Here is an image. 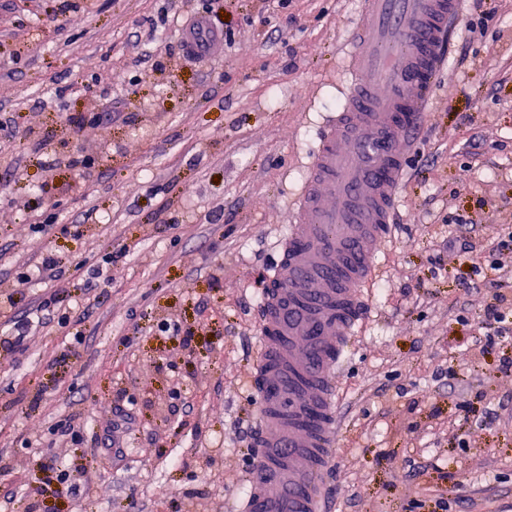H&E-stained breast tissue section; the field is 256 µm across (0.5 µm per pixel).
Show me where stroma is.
Listing matches in <instances>:
<instances>
[{
  "mask_svg": "<svg viewBox=\"0 0 512 512\" xmlns=\"http://www.w3.org/2000/svg\"><path fill=\"white\" fill-rule=\"evenodd\" d=\"M361 0H0V290L9 320L50 284L48 325L0 357V494L7 512H227L249 487L258 318L292 200L336 111ZM486 36L458 24L437 104L408 154L373 310L341 371L333 512H512V342L487 346L494 291L450 238L483 256L512 232V0ZM230 17L231 41L188 60L180 30ZM471 223H451L455 213ZM117 258L86 287L103 250ZM443 271L430 272L433 259ZM178 333L161 332L163 320ZM137 401L122 459L97 438ZM469 411H462V403ZM80 418L78 439L53 432ZM78 480L48 496L39 463ZM58 264L59 262L54 257L47 256L37 265H27L20 273L18 280L24 284L40 282L47 278L56 281L60 278Z\"/></svg>",
  "mask_w": 512,
  "mask_h": 512,
  "instance_id": "obj_1",
  "label": "stroma"
}]
</instances>
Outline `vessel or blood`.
Here are the masks:
<instances>
[{
  "label": "vessel or blood",
  "instance_id": "b4317fda",
  "mask_svg": "<svg viewBox=\"0 0 512 512\" xmlns=\"http://www.w3.org/2000/svg\"><path fill=\"white\" fill-rule=\"evenodd\" d=\"M466 0H363L342 56L340 106L323 123L305 186L279 244L261 308L258 448L237 512H327L323 488L340 440L337 374L368 317L362 288L392 236L406 156L431 106ZM189 58L223 50L199 17Z\"/></svg>",
  "mask_w": 512,
  "mask_h": 512
}]
</instances>
